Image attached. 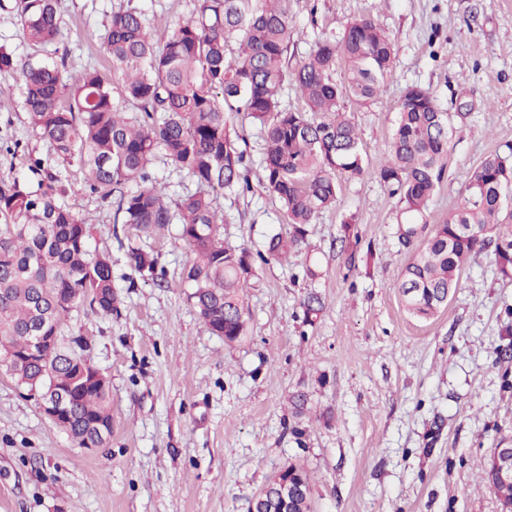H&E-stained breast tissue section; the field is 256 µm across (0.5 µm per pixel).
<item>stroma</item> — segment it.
<instances>
[{
    "mask_svg": "<svg viewBox=\"0 0 512 512\" xmlns=\"http://www.w3.org/2000/svg\"><path fill=\"white\" fill-rule=\"evenodd\" d=\"M0 0V47L18 68L0 72V182L25 169L27 154L52 155L23 108L20 69L49 62L67 71L107 69L100 36L113 10L137 7L155 29L190 15L194 0H62L64 35L30 45ZM300 31L288 63L322 35L374 18L395 49L392 79L363 104L346 102L366 163L385 160L402 92L431 89L455 128L429 224L447 219L468 173L512 147V0H288ZM238 145L254 163L251 191L217 202L232 246L264 249L287 235L279 201L259 182L263 127L234 118ZM66 201L91 221L93 246L112 256L119 313L73 312L67 332L91 344L110 379L112 436L81 448L52 425L36 398L0 368V512H250L255 495L285 466L306 470L313 512H501L482 481L496 448L512 447V360L501 324L512 321V283L489 253L464 270L447 306L411 317L398 288L412 251L395 234L396 196L376 178L345 180L335 207L309 225L287 262L258 266L245 336L212 335L181 278L192 255L180 227L143 239L160 277H141L124 242L135 231L89 192L77 166L61 170ZM360 237L355 257L339 250L345 224ZM313 257L319 275L301 274ZM318 295L322 311L306 317ZM307 399L295 415L292 395Z\"/></svg>",
    "mask_w": 512,
    "mask_h": 512,
    "instance_id": "obj_1",
    "label": "stroma"
}]
</instances>
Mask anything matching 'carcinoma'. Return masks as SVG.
Listing matches in <instances>:
<instances>
[{"instance_id":"1","label":"carcinoma","mask_w":512,"mask_h":512,"mask_svg":"<svg viewBox=\"0 0 512 512\" xmlns=\"http://www.w3.org/2000/svg\"><path fill=\"white\" fill-rule=\"evenodd\" d=\"M58 2L15 0L28 42L46 45L63 35ZM284 2L197 0L188 17L162 33L147 27L134 8L114 11L101 38L109 72L64 73L53 64L22 69L29 124L57 160L81 169L89 191L113 207L114 223L146 235L181 225V239L194 255L182 280L215 336L246 334L244 296L256 262L286 258L303 244L306 226L336 205L343 179L374 177L399 196V242L415 251L399 285L412 317L430 319L447 305L465 267L488 249L496 275L512 280V219L501 220L505 191L512 188V149L484 157L448 222L419 239L447 167L450 117L429 90L406 88L385 161L370 169L343 101L363 102L385 91L395 67L388 35L371 18L355 20L341 39H318L290 71L286 55L299 31ZM340 61L347 78L338 84ZM288 78L306 110L281 108ZM239 112L264 126L261 183L280 201L290 227L288 237L272 236L264 252L224 244L217 194L251 189L250 161L230 132ZM159 151L196 185L172 205L166 184L150 173ZM27 170L28 176L0 186V355L14 357L6 371L30 392L68 387L87 370L74 388L71 411L52 425L81 448L102 447L112 436L110 382L87 360L89 342L66 335V328L84 305L102 318L118 312L112 256L91 248L89 224L60 200L61 176L31 156ZM125 248L135 272L157 277L152 253L132 238ZM35 326L56 337L44 362L28 356ZM484 480L501 509L512 512V483L497 479L490 459Z\"/></svg>"}]
</instances>
